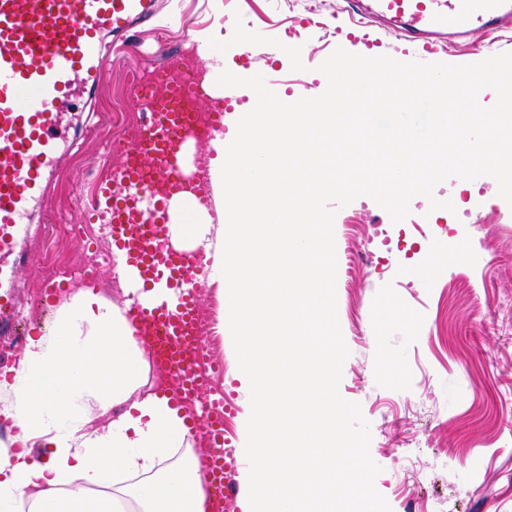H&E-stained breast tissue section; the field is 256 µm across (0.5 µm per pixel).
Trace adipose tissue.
<instances>
[{"label": "adipose tissue", "mask_w": 512, "mask_h": 512, "mask_svg": "<svg viewBox=\"0 0 512 512\" xmlns=\"http://www.w3.org/2000/svg\"><path fill=\"white\" fill-rule=\"evenodd\" d=\"M112 260L125 303L75 292L51 327L30 338L11 374L0 375V418L18 450L0 448V512H211L187 419L151 379L148 352L126 311L131 299L164 300L165 283L144 288L125 253ZM105 431L88 430L93 414ZM50 446L45 461L29 448Z\"/></svg>", "instance_id": "ef3b65f1"}]
</instances>
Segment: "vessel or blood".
Returning a JSON list of instances; mask_svg holds the SVG:
<instances>
[{
    "label": "vessel or blood",
    "instance_id": "1",
    "mask_svg": "<svg viewBox=\"0 0 512 512\" xmlns=\"http://www.w3.org/2000/svg\"><path fill=\"white\" fill-rule=\"evenodd\" d=\"M157 0H0V286L13 276L8 262L23 224L43 204L59 163V143L76 94H95L107 60L100 36L126 34L135 23L153 21ZM350 15L394 22L416 53L476 31L512 28V0H351ZM146 121L122 149L123 196L111 210L112 240L126 250L144 282L166 281L168 301L132 302V325L141 330L187 411L191 433H203L210 451L201 464L211 474L206 489L217 504L240 495V460L225 453L224 424L212 410L218 398L203 390L208 375L199 366L197 290L205 276L201 258L176 249L161 216L184 189L182 148L188 130L210 136L222 113L201 119L187 111L193 84L167 85L163 95L141 88Z\"/></svg>",
    "mask_w": 512,
    "mask_h": 512
}]
</instances>
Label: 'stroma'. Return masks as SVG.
I'll return each mask as SVG.
<instances>
[{"label": "stroma", "instance_id": "35a3bbf8", "mask_svg": "<svg viewBox=\"0 0 512 512\" xmlns=\"http://www.w3.org/2000/svg\"><path fill=\"white\" fill-rule=\"evenodd\" d=\"M159 8L155 25L133 29L131 41L103 34L111 64L96 98L71 112L59 173L18 244L35 264L18 267L10 286L0 288V303L10 304L30 335L79 288L123 299L106 258L113 246L101 227L104 210L78 193L116 182L119 140L127 124L143 118L130 71L202 70L189 42L215 30L224 37L226 70L241 77L276 73L277 96L293 101L320 92L317 68L336 48L415 58L395 33L350 24L347 0H161ZM503 52H512V32L477 33L429 59L477 63ZM497 191L492 177L481 176L461 190L464 206L453 213H430L418 201L395 223L360 196L335 216L337 316L349 349L339 393L360 404L370 424V455L381 468L376 486L391 512H512V309L503 306L512 300V251L498 245L500 236H512V206ZM66 224L84 225L85 232L66 236ZM462 246L469 249L464 262L432 279L410 276L409 267L423 266L429 255ZM49 269L64 280L44 303ZM389 301L409 313L410 324L382 325ZM204 351L223 366L210 390L232 405L228 436L236 438L247 400L235 377L233 341L213 334ZM386 356L403 365V386L380 383Z\"/></svg>", "mask_w": 512, "mask_h": 512}]
</instances>
